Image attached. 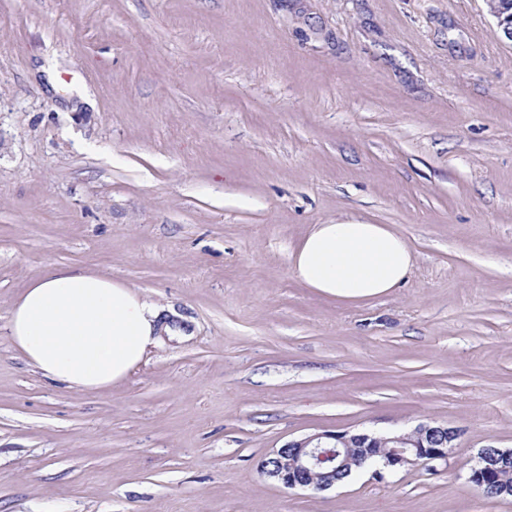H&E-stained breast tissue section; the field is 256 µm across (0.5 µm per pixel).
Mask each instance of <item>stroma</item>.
Wrapping results in <instances>:
<instances>
[{
  "label": "stroma",
  "mask_w": 512,
  "mask_h": 512,
  "mask_svg": "<svg viewBox=\"0 0 512 512\" xmlns=\"http://www.w3.org/2000/svg\"><path fill=\"white\" fill-rule=\"evenodd\" d=\"M336 220L399 231L404 284H300L293 249ZM60 267L185 337L108 389L42 379L8 312ZM421 423L459 430L446 462L324 492L258 468ZM490 445L512 448V40L484 0H0V512H512L468 481Z\"/></svg>",
  "instance_id": "obj_1"
}]
</instances>
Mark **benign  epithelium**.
Masks as SVG:
<instances>
[{
	"label": "benign epithelium",
	"mask_w": 512,
	"mask_h": 512,
	"mask_svg": "<svg viewBox=\"0 0 512 512\" xmlns=\"http://www.w3.org/2000/svg\"><path fill=\"white\" fill-rule=\"evenodd\" d=\"M505 35L512 40V0H485ZM460 432L445 425L420 424L407 433L376 437L350 430H323L291 440L260 462V471L286 488L328 490L337 484L336 466L326 456L344 455V465L361 469L377 457L385 468L445 462ZM512 463V449L484 447L471 469L469 482L483 489Z\"/></svg>",
	"instance_id": "benign-epithelium-1"
}]
</instances>
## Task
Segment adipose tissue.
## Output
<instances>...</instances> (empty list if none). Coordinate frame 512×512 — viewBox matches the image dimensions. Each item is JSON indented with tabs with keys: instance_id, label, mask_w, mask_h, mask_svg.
<instances>
[{
	"instance_id": "1",
	"label": "adipose tissue",
	"mask_w": 512,
	"mask_h": 512,
	"mask_svg": "<svg viewBox=\"0 0 512 512\" xmlns=\"http://www.w3.org/2000/svg\"><path fill=\"white\" fill-rule=\"evenodd\" d=\"M413 254L387 224L314 225L291 254L296 278L334 299L359 302L407 278ZM138 288L97 271L59 269L32 282L12 303L8 337L45 378L81 391L127 380L168 326Z\"/></svg>"
}]
</instances>
